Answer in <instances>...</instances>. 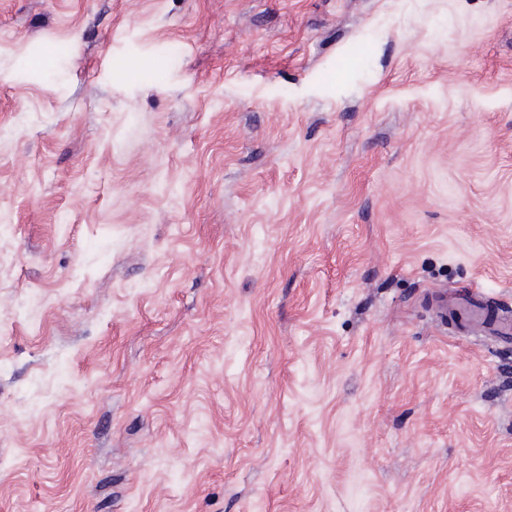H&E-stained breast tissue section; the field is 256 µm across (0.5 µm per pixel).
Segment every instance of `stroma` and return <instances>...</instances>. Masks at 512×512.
<instances>
[{"mask_svg": "<svg viewBox=\"0 0 512 512\" xmlns=\"http://www.w3.org/2000/svg\"><path fill=\"white\" fill-rule=\"evenodd\" d=\"M441 289L512 314V0H0V512H512Z\"/></svg>", "mask_w": 512, "mask_h": 512, "instance_id": "1", "label": "stroma"}]
</instances>
